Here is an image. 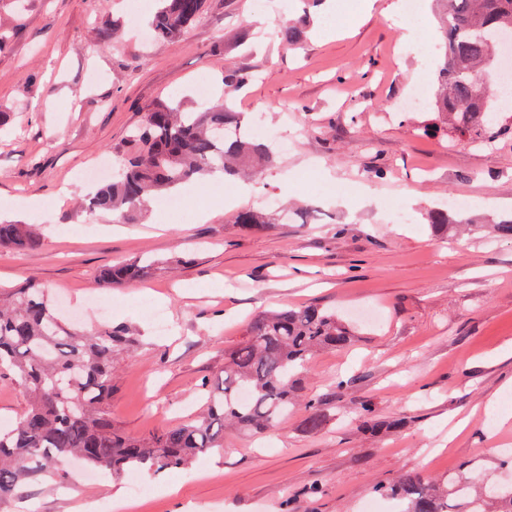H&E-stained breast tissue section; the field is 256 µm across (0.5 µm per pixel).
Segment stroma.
I'll return each instance as SVG.
<instances>
[{"label": "stroma", "mask_w": 512, "mask_h": 512, "mask_svg": "<svg viewBox=\"0 0 512 512\" xmlns=\"http://www.w3.org/2000/svg\"><path fill=\"white\" fill-rule=\"evenodd\" d=\"M391 2L205 0L179 37L142 40L138 0H0V112L11 115L0 218L35 225L42 240L0 248V285L32 279L84 327L136 329L138 346L118 356L117 427L141 436L194 417L202 382H215L261 312H378L358 320L348 349L312 357L276 428L225 427L223 450L155 474L157 495L137 512H283L292 499L300 512H361L375 485L410 472L444 479L475 459L512 479V240L485 232L512 218V137L479 149L425 135V113L395 116L412 86L433 87L438 51L433 39L402 41ZM102 17L120 29L108 45ZM290 18L305 22L296 47L275 35ZM229 68L254 74L232 107L269 129L275 149L250 192L188 185L201 203L189 224L154 206L132 223L91 210L81 172L117 164L154 104H196L201 75L222 99ZM451 196L468 202L467 223L434 228L428 211ZM238 209L269 222L244 228L230 219ZM141 256L155 266L107 292L106 316L89 311L100 270ZM145 294L165 309V333L142 314ZM311 395L324 400L316 433L305 427ZM117 493L128 496L127 480H36L0 512H87Z\"/></svg>", "instance_id": "stroma-1"}]
</instances>
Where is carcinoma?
I'll return each mask as SVG.
<instances>
[{"label": "carcinoma", "instance_id": "carcinoma-1", "mask_svg": "<svg viewBox=\"0 0 512 512\" xmlns=\"http://www.w3.org/2000/svg\"><path fill=\"white\" fill-rule=\"evenodd\" d=\"M149 23L153 36L178 37L202 12L204 0H157ZM440 29L437 90L428 106L433 117L423 131H444L453 142L484 147L512 135V106L484 91L475 76L495 77L501 37L512 35V0H434ZM280 39L297 45L295 21L280 25ZM253 75L229 70L224 88L240 90ZM268 156L267 145L243 128L226 101L201 112L180 99L159 102L146 112L118 178L89 190V207L122 222L138 215L147 198L217 170L239 173L251 158ZM233 222L248 228L266 223L263 214L239 210ZM40 237L28 224L0 221V247L34 248ZM154 261L136 259L100 274L106 289L136 280ZM355 327L334 308L316 304L259 314L245 341L224 357L221 388L201 387L202 413L195 419L135 437L112 423L110 402L117 372L114 352L130 344L126 329L87 331L67 325L50 291L28 281L0 289V368L11 372L28 401L25 413L0 426V500L22 498L29 482L58 484L71 460L119 480L130 471L186 470L201 454L224 446V426L264 433L288 413L298 389V370L318 349L341 351ZM320 401L307 402L311 432L326 423ZM376 493L399 500L403 512H512V483L491 480L480 461L462 475H448L441 488L406 473Z\"/></svg>", "mask_w": 512, "mask_h": 512}]
</instances>
